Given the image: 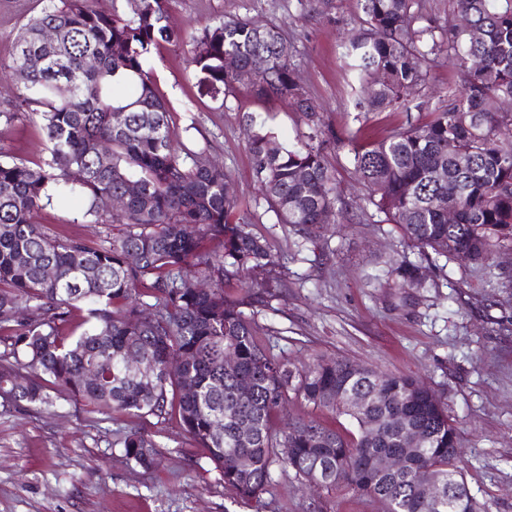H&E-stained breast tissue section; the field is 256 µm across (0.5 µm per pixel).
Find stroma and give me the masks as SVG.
I'll list each match as a JSON object with an SVG mask.
<instances>
[{
  "mask_svg": "<svg viewBox=\"0 0 512 512\" xmlns=\"http://www.w3.org/2000/svg\"><path fill=\"white\" fill-rule=\"evenodd\" d=\"M42 8L41 0H0V112L15 111L22 80L6 66L19 27ZM279 28L294 46V64L325 124L344 139L382 137L405 121L425 122L429 112L461 93L459 74L439 56L425 93L384 112L355 103L341 40L357 27V0H332L327 11L297 0H171V24L188 41L161 48L149 59L156 89L170 115L174 140L207 146L223 164L232 192L250 211L249 231L265 242L277 266L272 287L257 289L246 308L271 354L292 363L342 358L409 375L434 389L458 427L468 459L471 494L512 512V251L479 269L465 261L428 265V288L402 304L386 285L393 261L418 260L391 224L364 214L365 189L345 149L328 147L343 217L303 240L293 225L268 211L253 170L243 121L255 115L288 143L307 135L303 113L288 99L257 97L236 82L224 101L199 86L193 34L228 17ZM0 150L32 162L49 154L39 124L16 122ZM83 203L67 197L38 211L36 223L73 229L95 239L101 224L81 222ZM134 427L158 444V468L126 463L112 442ZM384 504L348 491L312 489L293 471H279L261 501H243L225 486L205 450L176 420L157 422L101 415L60 402L54 412L0 408V512H384Z\"/></svg>",
  "mask_w": 512,
  "mask_h": 512,
  "instance_id": "obj_1",
  "label": "stroma"
}]
</instances>
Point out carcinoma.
<instances>
[{
    "instance_id": "obj_1",
    "label": "carcinoma",
    "mask_w": 512,
    "mask_h": 512,
    "mask_svg": "<svg viewBox=\"0 0 512 512\" xmlns=\"http://www.w3.org/2000/svg\"><path fill=\"white\" fill-rule=\"evenodd\" d=\"M43 2L15 37L10 68L32 55L44 63L27 74L20 107L0 113L6 128L23 118L40 123L50 144L37 164L0 151V406L48 409L60 398L109 420L175 418L243 500L260 501L280 467L317 488L378 499L385 512H491L469 491L457 428L433 389L343 359L293 369L260 345L245 300L224 296V282L243 273L254 276L252 287H270L274 259L248 231L250 213L227 192L224 167L206 148L172 139L146 64L153 51L188 38L213 97L248 68L257 96L288 97L306 114L310 132L287 146L262 123L247 128L268 209L305 237L342 212L324 157L336 135L298 82L282 32L236 18L189 37L169 25L168 0H131L128 15L104 13L96 0ZM358 5L360 25L341 48L370 88V111L398 108L441 54L463 90L423 123L375 142H341L354 175L380 222L396 225L422 259L464 253L492 267L512 246V0H448V13L467 22L454 28L425 16L422 0ZM47 28L57 41H44ZM60 82L72 88L67 99ZM129 183L139 192L104 217L102 199ZM56 194L82 196L83 217L121 231L94 242L34 223ZM391 278L402 295L427 287L426 267L406 258ZM198 282L208 287H192ZM132 353L148 373L127 368ZM227 355L234 364H224ZM242 379L251 384L246 393ZM293 398L350 428L290 417L272 432L271 418ZM112 447L143 469L160 464L156 444L136 428ZM385 455L401 456L402 468L381 469ZM425 482L439 486V497H423Z\"/></svg>"
}]
</instances>
